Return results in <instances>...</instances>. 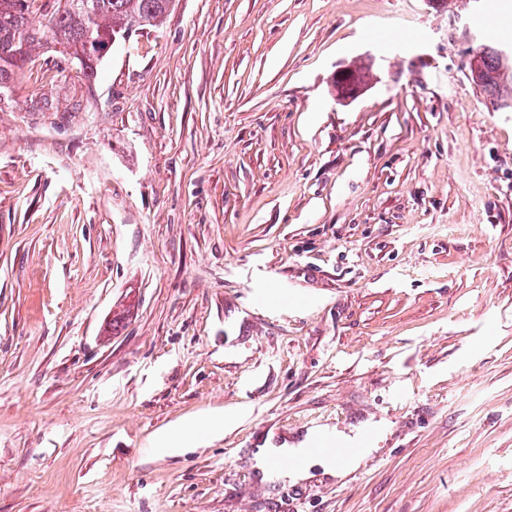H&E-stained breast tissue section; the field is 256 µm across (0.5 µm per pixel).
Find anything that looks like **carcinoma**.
Segmentation results:
<instances>
[{
  "label": "carcinoma",
  "mask_w": 512,
  "mask_h": 512,
  "mask_svg": "<svg viewBox=\"0 0 512 512\" xmlns=\"http://www.w3.org/2000/svg\"><path fill=\"white\" fill-rule=\"evenodd\" d=\"M52 11L33 15L23 0H0V105L11 102L15 84L32 63L33 52L43 48L58 57L82 53L79 72L94 82L104 59L105 40L132 27H161L174 7V0H52ZM508 45L488 36L481 45L478 80L481 91L498 110L512 111V63L501 57ZM370 76L366 66L336 74V97L350 98Z\"/></svg>",
  "instance_id": "carcinoma-1"
}]
</instances>
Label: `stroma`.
<instances>
[{
  "mask_svg": "<svg viewBox=\"0 0 512 512\" xmlns=\"http://www.w3.org/2000/svg\"><path fill=\"white\" fill-rule=\"evenodd\" d=\"M480 14L512 40V0H175L94 84L37 54L0 109V512H512V112L462 68ZM209 410L223 433L156 447ZM370 421L344 480L252 467ZM369 76L370 70L366 66H355L352 69L337 73L333 81L334 88H336V97L338 99L352 97Z\"/></svg>",
  "mask_w": 512,
  "mask_h": 512,
  "instance_id": "stroma-1",
  "label": "stroma"
}]
</instances>
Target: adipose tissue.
<instances>
[{"label": "adipose tissue", "mask_w": 512, "mask_h": 512, "mask_svg": "<svg viewBox=\"0 0 512 512\" xmlns=\"http://www.w3.org/2000/svg\"><path fill=\"white\" fill-rule=\"evenodd\" d=\"M380 423L368 424L366 432L348 435L333 429L320 430V437L329 442L351 447L349 456L338 459L331 452L315 453L307 441H300L292 447L267 445L257 449L254 454L255 467L262 474L264 481L275 482L281 479L298 484L309 480L314 473L343 479L350 472L358 469L367 457L375 451L373 441L367 440V433H379Z\"/></svg>", "instance_id": "obj_1"}]
</instances>
